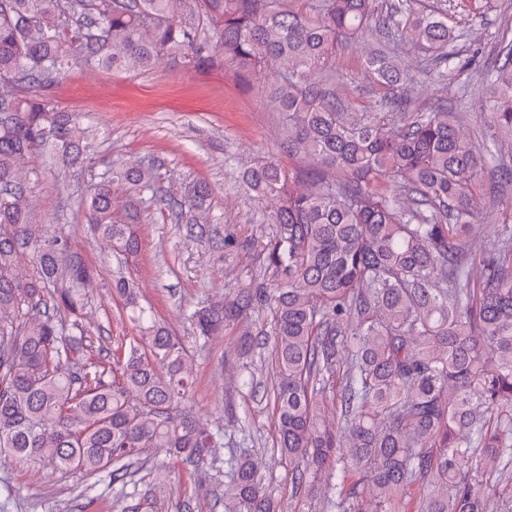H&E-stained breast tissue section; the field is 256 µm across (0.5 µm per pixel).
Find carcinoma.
Listing matches in <instances>:
<instances>
[{"mask_svg": "<svg viewBox=\"0 0 512 512\" xmlns=\"http://www.w3.org/2000/svg\"><path fill=\"white\" fill-rule=\"evenodd\" d=\"M207 21L210 30L200 27ZM375 35L389 49L367 68L380 95L355 111L336 96V56ZM448 14L415 0H0V83H51L81 66L150 71L181 52L196 69L219 55L240 77L275 73L268 98L284 115L288 153L309 188L272 161L245 172L274 202L264 273L194 312L199 336L267 309L276 447L302 466L291 482L325 512H512V213L479 249L481 184L496 135L512 140V40L501 38L479 98L494 133L476 136L444 106L401 112L406 43L446 77ZM94 130L36 94L0 98V458L55 471L125 478L146 449L195 466L220 436L182 407L193 364L151 321L125 278L116 293L141 336L120 353L78 321L93 270L69 241L31 221L32 169L45 149L61 168L84 161ZM385 176L406 179L384 191ZM152 163L111 169L87 200L94 235L138 252V225L115 223L112 185L158 194ZM32 255L37 275L20 271ZM52 305L35 318L32 308ZM495 464V479L473 472ZM224 512H276L249 454L225 460Z\"/></svg>", "mask_w": 512, "mask_h": 512, "instance_id": "carcinoma-1", "label": "carcinoma"}]
</instances>
